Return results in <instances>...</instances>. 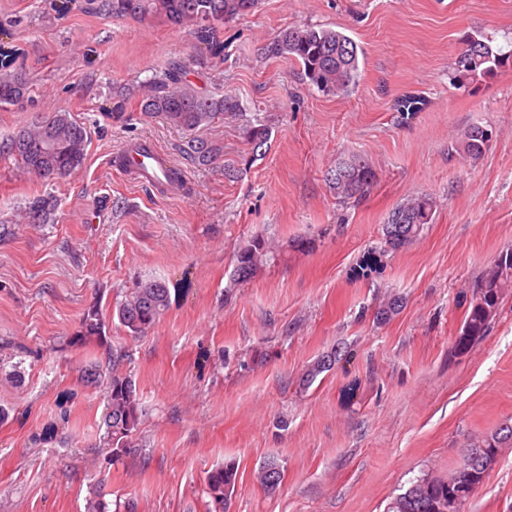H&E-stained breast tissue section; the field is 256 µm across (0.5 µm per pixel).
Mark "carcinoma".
I'll return each mask as SVG.
<instances>
[{"label":"carcinoma","mask_w":512,"mask_h":512,"mask_svg":"<svg viewBox=\"0 0 512 512\" xmlns=\"http://www.w3.org/2000/svg\"><path fill=\"white\" fill-rule=\"evenodd\" d=\"M258 0H89L85 9L116 17L143 18L155 15L172 26L193 30L197 41L204 44L209 55L221 60L224 40L220 31L224 22L250 13ZM266 53L285 56L298 63L310 83L324 93L347 91L359 74L358 45L348 35L333 29L291 27L279 31L266 46ZM16 49L0 52V104L16 105L34 102L29 84ZM512 63V49L504 51L491 41L470 37L456 58L453 79L459 83H474L497 74ZM190 61L178 58L170 61L163 75L149 82L142 96L140 112L146 116L160 115L167 123L193 133L187 141V154L200 166L211 165L223 153V146L198 136V132L226 115L240 110L232 96H214L187 79ZM423 99L405 95L395 103L400 115H410L421 109ZM492 132L479 125L466 130L460 141L464 156L479 161L489 148ZM269 129L263 124L248 130V141L253 148L264 146ZM23 167L35 176L48 181L59 178L62 172L81 167L86 159L87 133L68 112H54L46 117L19 127L4 145ZM155 181L159 187L182 186L180 170L163 159L155 163ZM375 179V173L364 158L353 155L329 172V184L342 202L361 199ZM437 209L436 198L430 194L417 195L399 204L389 215L383 227L385 246L397 251L407 245L424 225L433 221ZM51 203L37 198L29 203L25 219L29 224H46ZM268 246L259 235L252 237L236 255L232 280H249L266 259ZM512 278V255L496 265L472 292L462 325L455 336L453 348L457 353L471 349L484 336L496 315L500 288ZM171 293L168 286L158 280L141 284L117 307L120 324L133 337L145 336L169 309ZM83 340L106 341L104 323L98 308L90 306L83 313ZM111 371L108 374L107 408L103 417L104 432L99 447L105 457L112 460L128 448L136 447V434L140 420L136 387L131 374L123 371L126 352L110 348L107 352ZM512 442V426H506L490 437L466 449L462 460L470 461L446 478L424 476L395 496L386 512H461L450 508L448 502L455 489L466 484L475 492L483 484L498 449ZM237 469L232 462L212 469L205 480L206 493L219 506L227 504L230 489L236 480ZM261 484L270 494L281 482L279 464L272 460L263 466Z\"/></svg>","instance_id":"1"}]
</instances>
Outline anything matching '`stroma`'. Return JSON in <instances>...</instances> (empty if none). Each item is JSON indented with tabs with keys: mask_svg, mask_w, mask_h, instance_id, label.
Instances as JSON below:
<instances>
[{
	"mask_svg": "<svg viewBox=\"0 0 512 512\" xmlns=\"http://www.w3.org/2000/svg\"><path fill=\"white\" fill-rule=\"evenodd\" d=\"M341 31L359 48L347 93L309 85L301 67L265 54L291 26ZM469 35L512 46V0H260L224 24V61L191 29L49 0H0V45L24 48L36 107L0 106V142L33 110L71 112L88 133L83 165L44 181L0 157V512H213L208 471L234 462L225 512H386L417 478L444 476L473 443L512 425V281L482 339L458 355L466 299L512 254V66L453 82ZM174 57L189 78L239 100V115L203 129L224 153L208 167L183 151L187 135L145 118L130 98L112 123V94L161 76ZM424 99L401 118L402 95ZM271 131L252 150L254 116ZM479 125L484 156L456 150ZM149 143L182 172L162 191L116 159ZM362 156L375 173L365 197L337 199L327 173ZM435 197L431 224L404 248L383 226L405 198ZM51 197L53 223L25 221ZM272 258L231 285L251 236ZM373 261L374 271L360 268ZM174 297L147 336H130L118 303L141 283ZM398 296L390 320L376 311ZM97 304L107 346L74 344ZM125 350L142 416L138 445L106 462L95 450L107 402L83 372L105 347ZM335 355L311 385L306 370ZM355 398L344 399L350 384ZM277 460L266 493L258 473ZM463 512H512V446L501 448Z\"/></svg>",
	"mask_w": 512,
	"mask_h": 512,
	"instance_id": "35a3bbf8",
	"label": "stroma"
}]
</instances>
